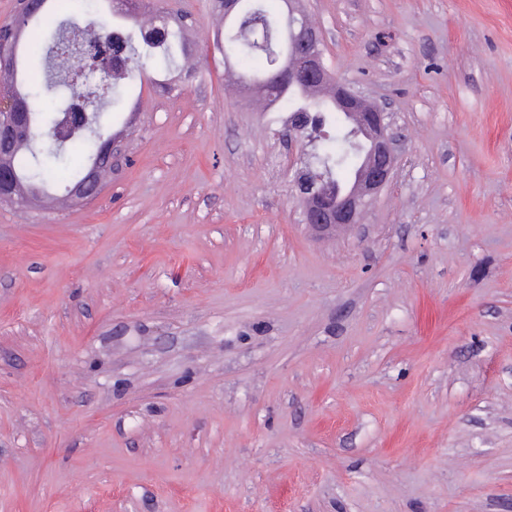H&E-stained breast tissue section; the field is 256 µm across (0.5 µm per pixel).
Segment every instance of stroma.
<instances>
[{
  "mask_svg": "<svg viewBox=\"0 0 512 512\" xmlns=\"http://www.w3.org/2000/svg\"><path fill=\"white\" fill-rule=\"evenodd\" d=\"M404 141L317 237L280 104L187 75L92 201L0 203V512H512V0H303Z\"/></svg>",
  "mask_w": 512,
  "mask_h": 512,
  "instance_id": "35a3bbf8",
  "label": "stroma"
}]
</instances>
